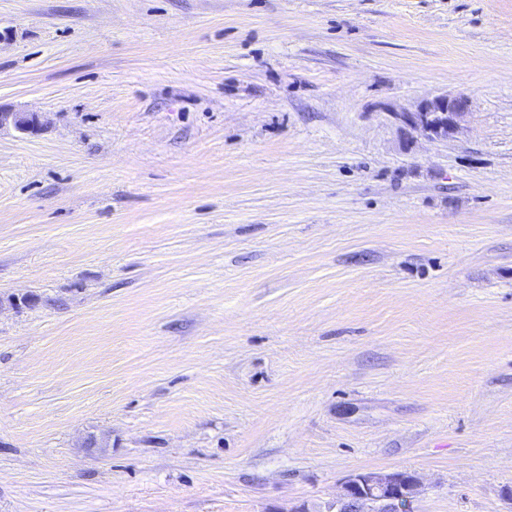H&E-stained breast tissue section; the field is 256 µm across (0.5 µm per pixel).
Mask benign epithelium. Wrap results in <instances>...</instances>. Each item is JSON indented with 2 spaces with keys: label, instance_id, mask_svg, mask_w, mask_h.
Instances as JSON below:
<instances>
[{
  "label": "benign epithelium",
  "instance_id": "obj_1",
  "mask_svg": "<svg viewBox=\"0 0 512 512\" xmlns=\"http://www.w3.org/2000/svg\"><path fill=\"white\" fill-rule=\"evenodd\" d=\"M472 102L463 94H446L422 101L414 112L394 113L411 136L444 141L452 136L471 111ZM10 126L25 135L40 130L39 116L0 108V129ZM419 478L406 470L360 472L341 484L336 498L315 508L306 502L286 512H414L420 492Z\"/></svg>",
  "mask_w": 512,
  "mask_h": 512
}]
</instances>
